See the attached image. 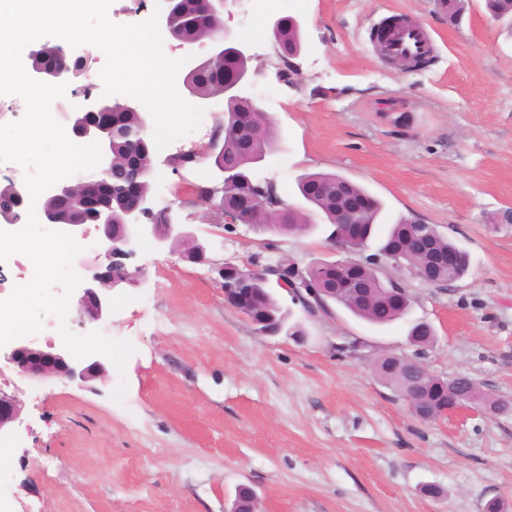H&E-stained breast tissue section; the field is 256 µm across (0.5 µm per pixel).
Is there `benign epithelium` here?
I'll use <instances>...</instances> for the list:
<instances>
[{
  "instance_id": "7a95c632",
  "label": "benign epithelium",
  "mask_w": 512,
  "mask_h": 512,
  "mask_svg": "<svg viewBox=\"0 0 512 512\" xmlns=\"http://www.w3.org/2000/svg\"><path fill=\"white\" fill-rule=\"evenodd\" d=\"M166 9L157 18L160 34L170 39H176L179 46L189 51L195 47L208 48L207 56L193 57L183 64L187 73L199 79L215 73V64L232 56L235 60L251 62L254 54L249 46L235 44L230 31L224 28V8L228 0H202L203 11L209 20L217 27L224 29V42L220 43L204 32L197 30L195 24H190L189 32L181 37H175L172 32V8L174 0H165ZM281 60L288 63L286 81L293 83L301 74L300 64L295 62L296 54H290L281 46L274 44ZM62 57L66 60L63 66L50 64L36 70V74L44 80L56 84H68L71 75L78 72L82 63L87 59L85 54H77L71 48L62 49ZM255 79L250 68L232 71L224 78V96H230L238 103L240 109L236 112H224V137H215L199 154L224 155L225 145L245 143L244 134L256 128L257 113L263 111L254 93ZM83 96L81 104L66 112L65 127L68 138L77 145H98L100 160L97 173L89 177L62 179L46 190L42 197L52 198L56 206L51 209L41 208L36 211L39 222L53 229L70 235L73 238L86 239L94 236L93 263L88 264L82 259L75 261L74 272L80 277L76 293V311L81 322L96 324L106 321L112 309V294L123 284H136L140 280L141 270H130L125 259L131 255L128 246L135 240L151 238L160 248L180 251L182 255L196 262L209 261L208 244L199 239L185 224L179 213L173 208L167 209V220L164 224H153L150 215L156 207V199L148 195L146 182L156 180L155 163L146 168L136 163L115 167L112 165V137L120 135L124 138L135 139V145L147 152H152L150 143L145 138L148 117L142 116L134 129H120L112 121L116 110L138 113L136 101L129 97L103 99L93 93L80 92ZM197 154V155H199ZM194 153L183 154L178 163L184 165L197 162ZM211 184L197 188L196 201L204 206L211 205L223 189V184L235 181L242 189L235 197L233 211L237 214H249L263 209L261 199L254 194L259 184L249 175L238 172L231 164H219L215 176L210 178ZM122 193L123 209L120 212V223H113L112 194L114 189ZM29 193L25 183L11 181L10 196L0 199V227H12L18 222L16 214L27 210ZM365 226L362 224H347L338 245L343 251L350 253V243L363 235ZM421 256L430 249L427 235L415 231L410 234L407 243L392 252L380 256L377 262L380 271L389 282L390 288L386 295L395 303L408 302L407 289L399 280L388 274L389 269H401L400 257L404 250ZM466 252L458 247L448 250V254L436 259L435 264L428 263L414 272V276L427 282H436L438 269L443 267L448 271L460 268ZM363 265L361 260H338L326 263V266L336 269V282L330 292H359L364 284L359 278V270ZM225 269L241 273L244 276L268 277L276 276L275 283L288 290L289 295L300 298L307 293L315 298L321 289L299 288L297 282L304 280L303 269L288 260L278 265L260 268L256 265L238 266L230 261L224 263ZM0 358L11 365L17 375L39 383L51 379L67 380L79 387H87L95 381L104 382L108 376L109 358L101 353H92L83 357L75 356L65 345L49 344L44 348L33 345L23 337H17L0 346ZM463 409L479 410L483 413H493L495 409L478 404L475 398L468 395H457L448 401L433 407L423 415L426 421L436 420L456 413ZM21 424L20 407L13 396L0 390V442L8 443L14 435L15 426Z\"/></svg>"
}]
</instances>
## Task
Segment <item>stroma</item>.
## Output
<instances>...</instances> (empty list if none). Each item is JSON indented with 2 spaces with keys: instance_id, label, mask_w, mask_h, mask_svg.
<instances>
[{
  "instance_id": "obj_1",
  "label": "stroma",
  "mask_w": 512,
  "mask_h": 512,
  "mask_svg": "<svg viewBox=\"0 0 512 512\" xmlns=\"http://www.w3.org/2000/svg\"><path fill=\"white\" fill-rule=\"evenodd\" d=\"M399 15L433 33L431 65L402 71L376 55L373 23ZM288 16L302 36L293 87L275 77L267 34ZM224 23L253 47L255 93L279 133L257 176L300 207V175H342L383 201V223L449 235L470 270L445 288L400 272L413 318L435 330L423 348L404 322L376 327L334 303L310 313L287 295L294 332L261 333L225 305L224 261L304 268L343 252L321 230L224 227L194 201L208 163L174 168L158 153L152 194L179 206L209 260L133 243L127 264L143 279L114 294L107 326L136 352L95 388L0 367L23 419L0 500L11 512H229L246 486L266 512H483L494 498L512 512V27L484 0L456 25L437 0H279L260 17L229 0ZM347 336L359 355L337 351ZM388 353L468 376L507 408L420 421L374 371Z\"/></svg>"
}]
</instances>
